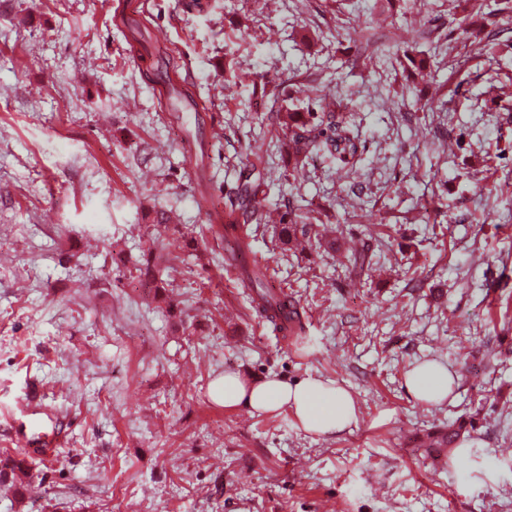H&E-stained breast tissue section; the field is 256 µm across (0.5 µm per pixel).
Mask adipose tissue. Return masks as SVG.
Instances as JSON below:
<instances>
[{
    "instance_id": "obj_1",
    "label": "adipose tissue",
    "mask_w": 512,
    "mask_h": 512,
    "mask_svg": "<svg viewBox=\"0 0 512 512\" xmlns=\"http://www.w3.org/2000/svg\"><path fill=\"white\" fill-rule=\"evenodd\" d=\"M456 381V375L446 367L426 360L411 370L405 384L414 399L437 405L447 399ZM214 393L228 408L257 414L288 410L304 432L316 436L341 435L358 421L351 392L317 374L290 380L278 375L256 378L228 372L216 382Z\"/></svg>"
}]
</instances>
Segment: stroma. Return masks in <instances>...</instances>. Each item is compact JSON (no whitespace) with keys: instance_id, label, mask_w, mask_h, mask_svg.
<instances>
[{"instance_id":"obj_1","label":"stroma","mask_w":512,"mask_h":512,"mask_svg":"<svg viewBox=\"0 0 512 512\" xmlns=\"http://www.w3.org/2000/svg\"><path fill=\"white\" fill-rule=\"evenodd\" d=\"M188 2L0 0V451L23 407L35 436H67L29 456L30 499L0 492V512H512V0ZM171 56L194 106L160 103L143 74ZM281 83L301 112L336 99L356 169L318 155L281 179L262 93ZM258 149L269 205L330 211L338 242L375 247L353 279L343 254L260 229L254 251L304 312L302 351L254 318L219 240L159 260L171 304L135 271L152 238L198 235L201 192L223 201ZM424 358L457 375L451 401L407 394ZM228 370L334 379L358 422L324 439L286 410L224 407L211 385ZM460 420L467 467L433 465L416 434Z\"/></svg>"}]
</instances>
